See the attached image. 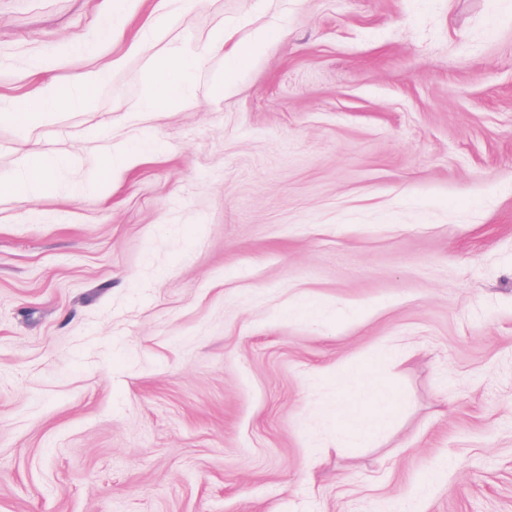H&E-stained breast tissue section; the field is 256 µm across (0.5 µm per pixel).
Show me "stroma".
I'll return each mask as SVG.
<instances>
[{"label": "stroma", "mask_w": 512, "mask_h": 512, "mask_svg": "<svg viewBox=\"0 0 512 512\" xmlns=\"http://www.w3.org/2000/svg\"><path fill=\"white\" fill-rule=\"evenodd\" d=\"M35 148L71 163L0 197V512H512V0H0V176ZM358 371L394 413L340 448ZM263 46L264 36L259 35L250 44L240 47L226 56L224 62V79L221 85L224 88V93L231 89L236 83L242 61L260 53ZM182 64V60L173 58L152 72L149 86L158 107H170L180 101L181 90L176 73ZM103 78V73H97L92 80L88 78L75 79L71 85L66 88L53 90L46 100L35 105L30 102L18 103L6 116L16 126L27 130L37 126L42 119L48 115L61 102H71L74 91L78 92L77 102L86 104L94 99L96 88L99 81ZM127 163L126 157L122 154L107 155L100 163L96 172L93 187L101 186L110 181L112 175Z\"/></svg>", "instance_id": "1"}]
</instances>
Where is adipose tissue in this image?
Wrapping results in <instances>:
<instances>
[{"mask_svg":"<svg viewBox=\"0 0 512 512\" xmlns=\"http://www.w3.org/2000/svg\"><path fill=\"white\" fill-rule=\"evenodd\" d=\"M97 80L75 79L69 87L53 90L46 100L39 104L22 102L17 104L7 117L16 126L27 130L37 126L42 119L62 102L72 100L84 104L94 99ZM60 165L57 157L34 150L28 153L17 174L8 179H0V197L16 196L37 199L54 187L52 173ZM362 404H374L373 413H355L340 410L336 413V444L345 446L368 434L377 432L391 419V400L380 390L376 381L368 376L361 377Z\"/></svg>","mask_w":512,"mask_h":512,"instance_id":"ef3b65f1","label":"adipose tissue"}]
</instances>
